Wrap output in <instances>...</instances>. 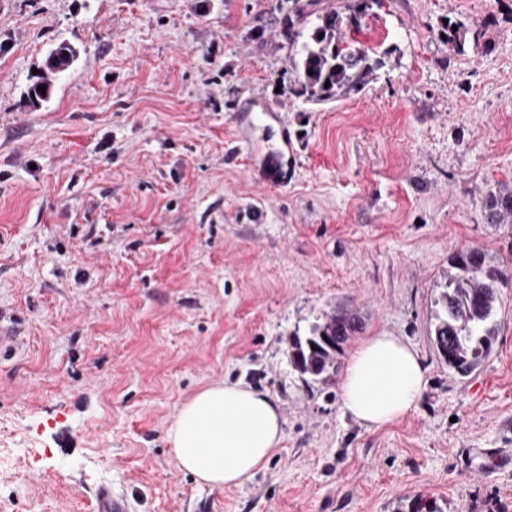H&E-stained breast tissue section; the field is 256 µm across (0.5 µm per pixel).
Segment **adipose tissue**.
Segmentation results:
<instances>
[{
	"instance_id": "adipose-tissue-1",
	"label": "adipose tissue",
	"mask_w": 512,
	"mask_h": 512,
	"mask_svg": "<svg viewBox=\"0 0 512 512\" xmlns=\"http://www.w3.org/2000/svg\"><path fill=\"white\" fill-rule=\"evenodd\" d=\"M425 384L426 369L412 347L387 333L372 336L348 358L342 411L379 428L411 411ZM282 438L279 407L270 394L235 383L197 391L179 407L168 431L178 468L213 488L250 481Z\"/></svg>"
}]
</instances>
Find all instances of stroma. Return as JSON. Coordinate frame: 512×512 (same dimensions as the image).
Here are the masks:
<instances>
[{"label": "stroma", "mask_w": 512, "mask_h": 512, "mask_svg": "<svg viewBox=\"0 0 512 512\" xmlns=\"http://www.w3.org/2000/svg\"><path fill=\"white\" fill-rule=\"evenodd\" d=\"M314 0L375 65L365 88L287 91L292 0H0V512H512V282L494 351L462 376L433 343L451 255L512 272V0ZM483 23L474 39V23ZM465 25L460 44L449 27ZM77 52L48 102L26 88ZM288 180L265 186L261 154ZM355 309L427 368L417 403L368 428L339 381L306 385L288 336ZM268 391L284 438L265 471L212 489L179 470L172 418L198 388ZM76 51L67 43L61 42L52 49L46 59L45 70L37 77V80L28 85L26 96L33 106H39L51 96L56 79L61 76L73 64L76 59ZM38 86H46V93L42 95ZM487 209L492 224H501L512 217V192L489 193ZM97 512H131V504L126 495L112 487H103L96 498Z\"/></svg>", "instance_id": "1"}]
</instances>
